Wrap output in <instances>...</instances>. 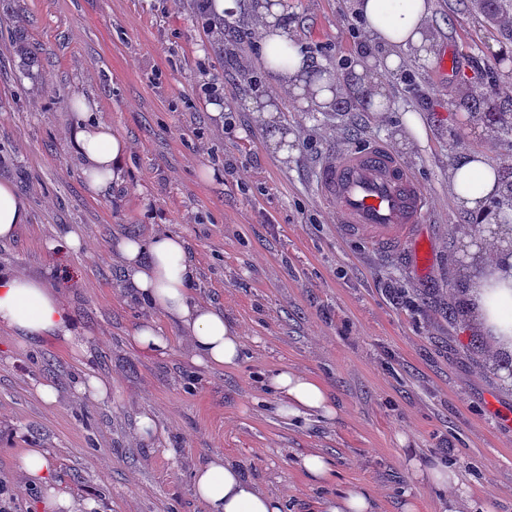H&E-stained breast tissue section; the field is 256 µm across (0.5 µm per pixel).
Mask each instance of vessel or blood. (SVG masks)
Listing matches in <instances>:
<instances>
[{"label":"vessel or blood","mask_w":512,"mask_h":512,"mask_svg":"<svg viewBox=\"0 0 512 512\" xmlns=\"http://www.w3.org/2000/svg\"><path fill=\"white\" fill-rule=\"evenodd\" d=\"M314 181L337 223L378 249L412 242L432 206L412 170L381 144L333 149Z\"/></svg>","instance_id":"obj_1"}]
</instances>
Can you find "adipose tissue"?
<instances>
[{
    "label": "adipose tissue",
    "instance_id": "adipose-tissue-1",
    "mask_svg": "<svg viewBox=\"0 0 512 512\" xmlns=\"http://www.w3.org/2000/svg\"><path fill=\"white\" fill-rule=\"evenodd\" d=\"M430 11L431 0H355L366 46L355 57L352 70L339 76L329 68L314 67L291 37L281 0H262L255 17L259 58L276 64L283 90L302 110L331 109L345 95L355 104H370L372 111L387 112L390 99L378 88L377 77L400 70L405 50L430 57ZM97 109L96 100L77 98L72 128L83 175L96 193L119 181L130 150L109 122L90 120V113ZM497 170V164L478 152L462 158L451 171L457 205L476 219L484 218L489 197L498 193ZM27 221V207L14 185L0 181V240L15 238ZM117 250L128 288L178 325L194 364H237L243 351L241 333L223 312L192 295L196 271L184 238L169 232L148 239L128 236L119 240ZM486 268V276L470 280L467 296L475 300V313L486 327L504 329L512 336V316L501 313L503 307L512 308V255L496 253ZM0 328L30 340H69L75 335L62 293L17 271L0 272ZM268 387L278 413L289 419L298 421L313 414L330 419L336 414L325 387L294 370H277ZM51 467L48 452L40 448L28 449L19 460L22 484L45 489L43 512H92L93 502H76L51 483ZM193 490L206 512H282L279 498L261 490L237 464L220 455L195 470Z\"/></svg>",
    "mask_w": 512,
    "mask_h": 512
}]
</instances>
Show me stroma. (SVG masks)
I'll return each mask as SVG.
<instances>
[{
	"label": "stroma",
	"mask_w": 512,
	"mask_h": 512,
	"mask_svg": "<svg viewBox=\"0 0 512 512\" xmlns=\"http://www.w3.org/2000/svg\"><path fill=\"white\" fill-rule=\"evenodd\" d=\"M252 4L240 0L226 19L231 60L194 0H0V180L29 210L17 237L0 241V270L58 286L77 328L71 340L0 330V491L13 512H35L40 491L20 485L17 465L44 448L55 481L95 512H205L192 476L218 454L282 512H317L352 487L371 490L377 512H402L408 490L419 512H441L446 490L413 467L427 461L464 473L458 512L482 498L512 512V384L485 365L496 347L486 327L460 314L473 267L448 263L472 222L453 199L452 163L472 151L512 158L511 135L448 103L492 85L497 108L512 113V63L499 59L512 31L488 28L477 0H431L448 66L412 59L411 91L390 76L392 111L301 112L286 101L267 121L249 108L275 87L257 60ZM286 9L310 56L347 73L358 51L353 0H286ZM21 39L38 46L37 63L20 60ZM78 96L98 100L99 118L133 146L122 183L104 195L87 189L71 141ZM409 111L429 136L406 150L396 135ZM279 132L284 157L272 145ZM355 141L393 148L431 194L427 260L412 245L371 248L334 224L314 172L336 143ZM156 232L186 240L194 296L241 328L236 366L192 364L177 327L132 298L115 246ZM71 233L81 252L51 251ZM152 318L171 340L166 355L129 343ZM282 366L321 381L336 420L282 419L265 387ZM89 376L108 383L107 398L79 392ZM42 383L58 390L55 405L39 399ZM145 414L156 432L142 441L134 431ZM311 450L330 461L332 481L311 484L297 469L296 455Z\"/></svg>",
	"instance_id": "1"
}]
</instances>
